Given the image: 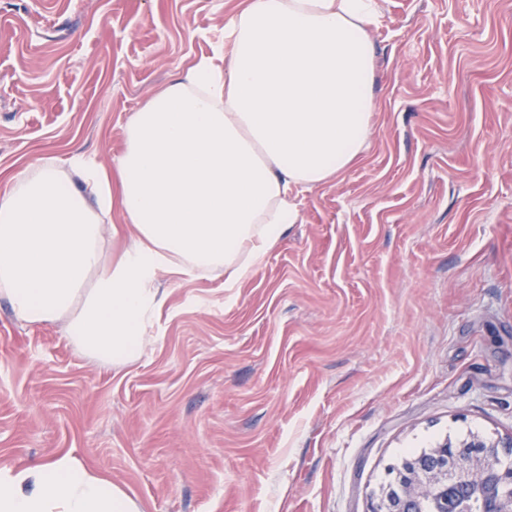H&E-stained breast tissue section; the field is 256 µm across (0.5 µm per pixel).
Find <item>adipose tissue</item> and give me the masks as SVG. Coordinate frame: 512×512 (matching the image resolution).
<instances>
[{
  "instance_id": "ef3b65f1",
  "label": "adipose tissue",
  "mask_w": 512,
  "mask_h": 512,
  "mask_svg": "<svg viewBox=\"0 0 512 512\" xmlns=\"http://www.w3.org/2000/svg\"><path fill=\"white\" fill-rule=\"evenodd\" d=\"M380 24L379 0H242L212 55L134 113L114 169L75 155L17 177L0 196V296L16 319L62 324L87 355L122 366L167 299L162 274L220 272L237 287L298 223L294 190L365 151ZM0 512L143 510L65 453L0 466Z\"/></svg>"
}]
</instances>
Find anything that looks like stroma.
<instances>
[{"mask_svg":"<svg viewBox=\"0 0 512 512\" xmlns=\"http://www.w3.org/2000/svg\"><path fill=\"white\" fill-rule=\"evenodd\" d=\"M239 0H0V193L112 167ZM361 158L239 288L162 276L115 367L0 297V464L72 453L143 512H370L411 449L512 435V0H382Z\"/></svg>","mask_w":512,"mask_h":512,"instance_id":"35a3bbf8","label":"stroma"}]
</instances>
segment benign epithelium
Here are the masks:
<instances>
[{
  "label": "benign epithelium",
  "mask_w": 512,
  "mask_h": 512,
  "mask_svg": "<svg viewBox=\"0 0 512 512\" xmlns=\"http://www.w3.org/2000/svg\"><path fill=\"white\" fill-rule=\"evenodd\" d=\"M512 448V436L492 439L479 433L427 449L408 466L388 467V479L370 512H453L458 501L478 512H512V463L495 453Z\"/></svg>",
  "instance_id": "7a95c632"
}]
</instances>
